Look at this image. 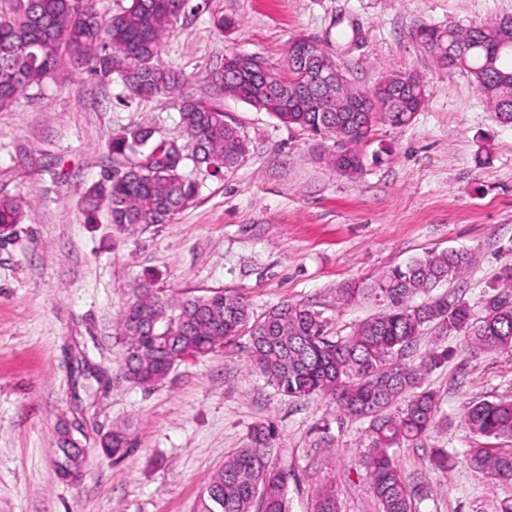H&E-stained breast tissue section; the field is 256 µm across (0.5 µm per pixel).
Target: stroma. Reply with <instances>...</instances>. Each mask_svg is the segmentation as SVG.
<instances>
[{
    "label": "stroma",
    "instance_id": "stroma-1",
    "mask_svg": "<svg viewBox=\"0 0 512 512\" xmlns=\"http://www.w3.org/2000/svg\"><path fill=\"white\" fill-rule=\"evenodd\" d=\"M161 48L188 77L185 93L218 96L212 76L228 52L286 62L310 37L355 87L388 74L422 77L427 101L406 126L377 123L354 177L325 162L329 140L223 96L248 151L233 171H198L195 202L168 224L120 229L106 213L86 221L82 199L113 162L112 137L134 126L183 140L178 102L129 98L117 80L71 69L58 83L0 110V196L23 221L0 244V512H193L199 492L274 422L280 462L293 477L289 512H314L335 489L340 512H378L360 466L368 420L322 397L279 394L249 367L246 341L175 365L144 388L118 371L116 320L146 277L173 296L230 290L262 314L285 301L324 312L347 335L380 305L340 304L347 285L372 280L432 250L467 247L476 259L449 290L482 314L489 285L512 264V125L500 124L466 75L448 71L416 40L417 26L465 27L512 14V0H198ZM233 20L219 27L218 17ZM422 379L439 402L422 442L397 449L417 512H512V485L493 486L466 456L481 436L464 425L475 399L512 398V352L474 358L459 338ZM82 422L89 450L80 484L55 472L57 425ZM127 425L133 450L98 454L101 434ZM458 459L431 469V449Z\"/></svg>",
    "mask_w": 512,
    "mask_h": 512
}]
</instances>
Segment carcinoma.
<instances>
[{"mask_svg":"<svg viewBox=\"0 0 512 512\" xmlns=\"http://www.w3.org/2000/svg\"><path fill=\"white\" fill-rule=\"evenodd\" d=\"M129 5L104 18L96 0H0V109L13 106L40 88L66 64L118 79L132 98L178 95L185 82L182 71L162 64V41L179 19L194 12L191 0H128ZM415 37L437 57L451 59L450 71L468 74L477 91L503 124H512V28L495 21L466 28L420 25ZM330 68L318 54L311 64L286 61L288 79L277 67L257 63L240 54L230 56L216 77L224 93L270 113L284 124L314 137L333 138L341 130L351 143V157H328L331 168L354 162L363 165L360 145L377 121L393 127L410 122L426 100L419 84L401 98L380 80L375 112H308L288 100V80H303L310 92L323 96L325 87L315 73ZM185 142L182 158L167 159V140L151 127H135L112 139L108 153L134 156L136 162L119 172H107L85 196L88 218L106 211L110 223L167 224L195 200L199 184L186 172L211 168L233 170L246 155L247 145L236 126L227 122L217 104L185 98L180 104ZM15 199L0 197V228L11 231L22 223ZM474 261L468 249L429 252L386 271L366 283L342 289L339 302L371 297L384 303L382 312L357 324L346 336L332 335L322 313L304 303L284 302L254 315L245 298L231 291L174 298L153 288L149 277L137 289L118 319L125 347L121 370L125 379L142 387L164 380L181 353L198 356L248 336L250 366L282 394L291 398L321 396L336 404L340 414L369 419L370 450L362 460L369 491L380 512H416V501L428 494L423 485L405 478L392 449L427 436L438 411L437 394L422 388V376L448 359V352L432 348L419 364L404 361V353L424 330L437 337L454 336L472 356L512 350V265L504 266L484 299L482 316L456 293L437 294L457 280ZM427 296L419 305L417 295ZM403 407L394 409L402 397ZM474 434L488 439H512V399L475 400L464 413ZM279 433L274 423L251 427L243 447L227 456L200 492L194 512H288V484L292 474L274 461ZM101 452L120 460L132 449L126 429L114 428L99 442ZM430 466L446 471L455 458L434 448ZM87 451L66 439L58 428V476L84 475ZM469 465L495 483H512V448L482 446L468 453ZM315 512H339L336 492L317 493Z\"/></svg>","mask_w":512,"mask_h":512,"instance_id":"obj_1","label":"carcinoma"}]
</instances>
